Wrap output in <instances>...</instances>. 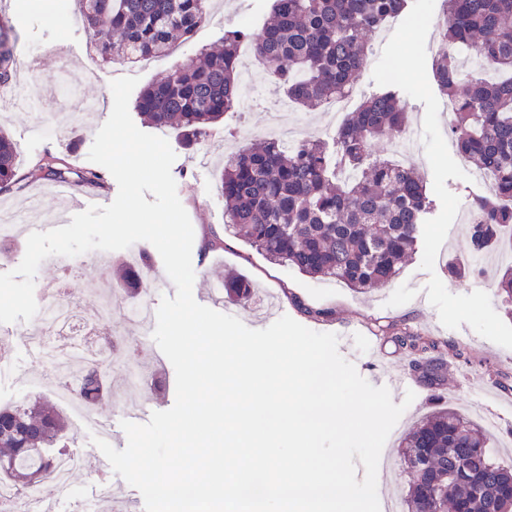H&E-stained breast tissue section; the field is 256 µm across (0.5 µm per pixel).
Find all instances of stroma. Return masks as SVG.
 I'll use <instances>...</instances> for the list:
<instances>
[{
  "instance_id": "1",
  "label": "stroma",
  "mask_w": 512,
  "mask_h": 512,
  "mask_svg": "<svg viewBox=\"0 0 512 512\" xmlns=\"http://www.w3.org/2000/svg\"><path fill=\"white\" fill-rule=\"evenodd\" d=\"M211 3L212 18L198 30L192 41L177 44L167 58L131 70L117 63H102L81 22L28 9L23 0H0V17L8 19L15 28L18 58L39 56L38 76L46 89L40 106L31 112L10 111L0 104V129L7 132L17 146L18 172L23 176L19 189L0 194V206L23 208L31 194L38 192L43 196L44 209L56 216L68 208L74 195L115 199L118 185L113 179L104 188L68 180L70 194L65 197L56 194L55 182L33 181L27 179L26 174L48 151L64 158L72 171L91 168L88 153L97 130L111 113L113 74L137 76L143 86L160 80L169 68L186 61L200 48L219 44L226 29L243 25L262 28L270 16L273 0H211ZM279 100V94L271 86L249 79L243 83V95L235 112L226 115L223 125L202 142L187 147L175 132L167 130L163 133L176 154L171 172L178 197L194 229V293L223 288L225 272H240L251 282L253 295L244 304L228 305L226 312L245 326H255L256 311L271 298L282 314L311 330L338 334L349 328L361 329L373 338L380 363L410 374L414 373L416 363L423 360L424 355L400 349L392 341V333L410 331L434 340L437 344L435 354L445 363L447 375L443 384L435 389L417 383L415 400L420 409L398 424L397 436L387 438L388 451L392 454L397 451L400 434L406 433L422 415L434 408L447 407L472 419L488 411L484 391L512 397V349L477 334L466 340L458 339L454 330L440 326L436 309L421 299L430 275L434 274L443 280L451 293L485 291L494 310H501L498 274L505 265V255L512 251L508 246H500L481 256L480 277L457 281L449 279L444 264L435 265L430 273L422 270L423 255L418 252L388 287L362 294L341 283L313 279L292 267L271 262L234 233L225 230L224 199L215 188V179L225 157L246 143L264 137L268 130L285 125L296 128L302 136L322 137L326 134L322 111L298 109L287 116L279 111ZM446 185L460 199V209L454 220L456 233L445 239L440 249L446 261H451L467 257L469 253L468 225L472 203L474 198L485 194L486 187L475 178L468 181L450 178ZM213 233L223 238V248H205V237ZM134 254L149 257L147 273L154 283L150 294L152 305H159L162 297L174 296L176 289L165 272L158 251L149 242L140 241L131 248L111 252L110 257L119 265ZM106 285L111 286L117 297L112 311L113 336L132 342L131 358L143 366H150L156 343L153 337H142L140 324L125 316L124 311L131 306L132 300L120 279L111 277L104 269L93 267L74 277L71 289L81 306L91 310L97 306L99 293ZM26 327L23 321L11 325L12 368L7 375H0V406L51 397L47 388L50 370L46 362L30 357L23 338ZM163 375L168 384L160 390L147 383L131 388L120 375H113L112 398L97 405V413L108 415L113 405L138 404L145 399L156 410L171 408L175 402L173 366H166ZM67 427L69 449L82 454L84 463L71 478L75 501L62 503L59 512H74L78 507L83 512H95L98 449L91 438L96 431L91 425L72 417L68 418Z\"/></svg>"
}]
</instances>
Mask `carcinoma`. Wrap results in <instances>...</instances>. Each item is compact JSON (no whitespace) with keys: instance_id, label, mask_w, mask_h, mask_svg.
<instances>
[{"instance_id":"1","label":"carcinoma","mask_w":512,"mask_h":512,"mask_svg":"<svg viewBox=\"0 0 512 512\" xmlns=\"http://www.w3.org/2000/svg\"><path fill=\"white\" fill-rule=\"evenodd\" d=\"M80 21L106 63L134 64L169 56L208 18L209 0H78ZM410 0H274L272 22L259 32L224 31L219 47L170 68L134 102L144 123L173 128L196 143L224 122L241 96L239 59L247 44L261 77L292 103L317 108L347 93L368 64L372 33L405 17ZM440 52L432 70L453 105L450 127L457 152L492 175L490 193L474 201L468 235L479 256L512 231V0H443ZM474 53L500 77L462 79L459 57ZM15 38L0 22V85L16 75ZM407 104L394 86L363 99L332 140L303 137L288 148L273 138L224 160L217 189L224 223L269 260L315 279L365 293L392 283L416 253L431 209L423 178L412 165L373 157L382 138L407 129ZM70 168L47 152L29 172L33 180H67ZM18 153L0 131V194L17 189ZM448 277L480 273L468 261L448 263ZM250 282L224 277V299L244 304ZM498 293L512 317V264ZM415 353L435 342L409 332L394 336ZM88 407L112 397V358L99 357L75 380ZM64 420L47 401L0 408V479L23 490L47 479ZM409 477L407 512H512V464L497 459L490 435L449 408L422 418L402 442Z\"/></svg>"}]
</instances>
